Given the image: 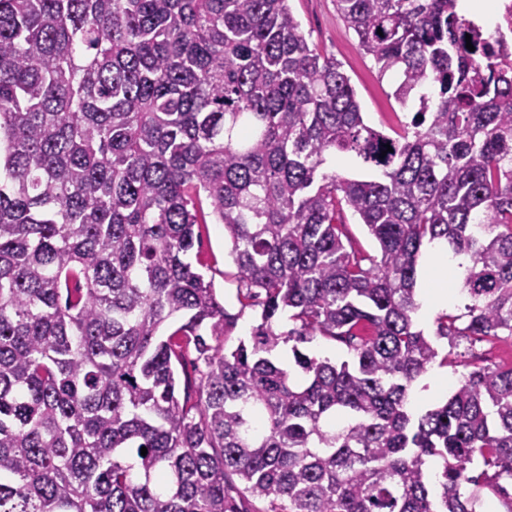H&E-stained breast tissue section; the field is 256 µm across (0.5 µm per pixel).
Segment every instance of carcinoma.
I'll list each match as a JSON object with an SVG mask.
<instances>
[{
	"instance_id": "cac0c4a2",
	"label": "carcinoma",
	"mask_w": 512,
	"mask_h": 512,
	"mask_svg": "<svg viewBox=\"0 0 512 512\" xmlns=\"http://www.w3.org/2000/svg\"><path fill=\"white\" fill-rule=\"evenodd\" d=\"M336 7L415 108L393 136L288 0H0V512L512 500V366L409 402L439 356L415 324L427 246L468 299L436 336H512V76L458 0ZM338 154L363 173L327 170ZM209 217L260 307L231 351L190 260ZM317 336L350 359L299 348ZM189 344L205 371L182 388Z\"/></svg>"
}]
</instances>
